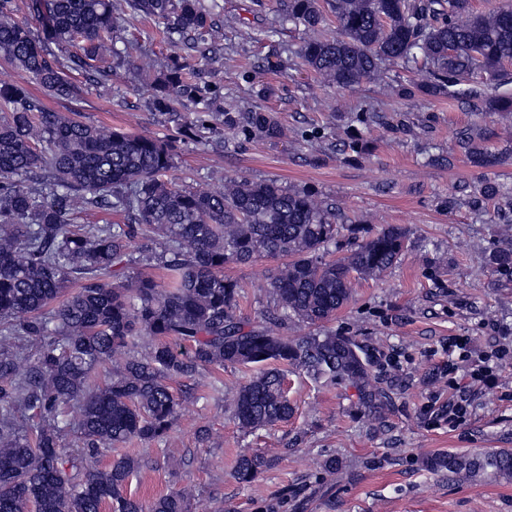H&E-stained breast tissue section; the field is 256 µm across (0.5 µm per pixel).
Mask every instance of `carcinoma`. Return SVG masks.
I'll return each instance as SVG.
<instances>
[{
	"label": "carcinoma",
	"instance_id": "obj_1",
	"mask_svg": "<svg viewBox=\"0 0 512 512\" xmlns=\"http://www.w3.org/2000/svg\"><path fill=\"white\" fill-rule=\"evenodd\" d=\"M137 15L163 21L165 34L205 61L223 38L204 0H125ZM338 32L304 41L300 57L328 86L385 83L386 64L403 63L425 77L429 96L479 99L487 112H512V96L488 95L512 62V8L474 11L471 0H329ZM44 37L16 17L14 0H0V57L42 93L75 100L85 81L104 84L120 42L112 0H29ZM284 21L307 31L326 22L319 0H287ZM73 48L62 62L51 45ZM200 71L177 57L154 88L152 106L176 112L199 97ZM0 512H188L184 489L149 506L127 494L139 462L119 456L101 468L81 467L62 443L72 429L96 454L138 440L165 438L178 418L169 381L201 370L253 372L231 400L244 432L288 420L292 407L285 370L321 386L347 383L362 416L383 422L387 392L372 380L371 361L351 336L323 328L349 304L358 279L380 280L406 249L408 228L365 220L345 224L341 210L310 188L233 178L217 187L186 188L165 179L172 147L80 121L47 109L25 84L0 83ZM224 128L277 141L286 130L260 108L223 112ZM480 128L458 146L473 162L495 166ZM491 181L475 187L473 203L494 200ZM96 206L127 224L79 227L71 216ZM346 253L329 259L343 231ZM141 234L160 240L157 264L165 279L126 275L118 265ZM286 259L269 276L280 326L297 320L315 330L284 336L237 314L242 286L224 275L231 264ZM512 277V247L488 257ZM119 362L100 387L93 372ZM265 466L239 455L234 478L251 482ZM431 473L469 480H512V450L475 457L452 452L424 460Z\"/></svg>",
	"mask_w": 512,
	"mask_h": 512
}]
</instances>
